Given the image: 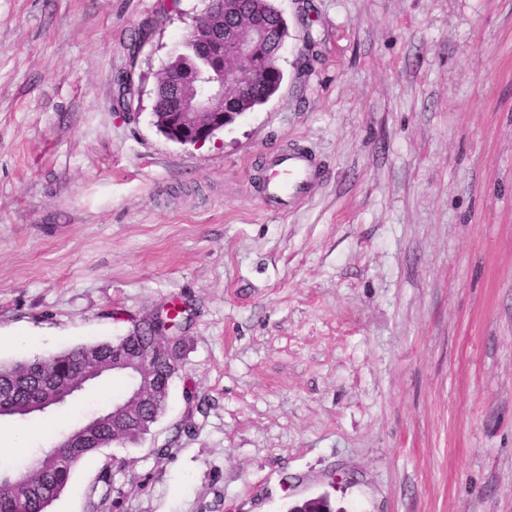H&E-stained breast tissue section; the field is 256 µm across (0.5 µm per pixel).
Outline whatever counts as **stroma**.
<instances>
[{"label": "stroma", "instance_id": "35a3bbf8", "mask_svg": "<svg viewBox=\"0 0 512 512\" xmlns=\"http://www.w3.org/2000/svg\"><path fill=\"white\" fill-rule=\"evenodd\" d=\"M274 3L280 89L195 147L157 130L152 102L202 0H0V362L187 307L164 413L83 461L50 512L321 495L512 512V0ZM293 143L324 176L273 214L256 177ZM112 389L0 432L44 447Z\"/></svg>", "mask_w": 512, "mask_h": 512}]
</instances>
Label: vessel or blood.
<instances>
[{
	"label": "vessel or blood",
	"mask_w": 512,
	"mask_h": 512,
	"mask_svg": "<svg viewBox=\"0 0 512 512\" xmlns=\"http://www.w3.org/2000/svg\"><path fill=\"white\" fill-rule=\"evenodd\" d=\"M318 179V165L310 151L299 146L279 150L265 161L259 175L262 201L268 211H288L308 197Z\"/></svg>",
	"instance_id": "b4317fda"
}]
</instances>
